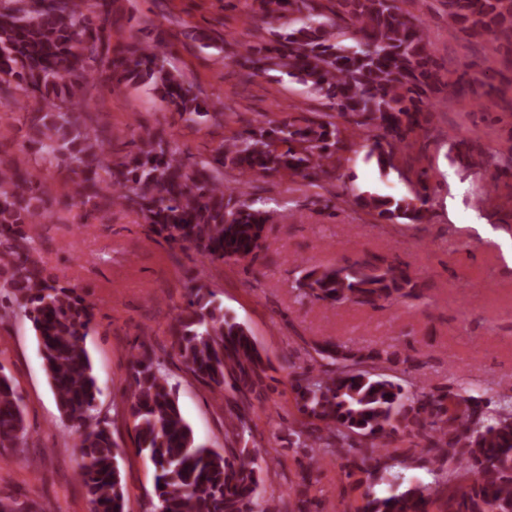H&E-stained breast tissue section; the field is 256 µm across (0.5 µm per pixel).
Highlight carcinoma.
Here are the masks:
<instances>
[{
  "label": "carcinoma",
  "mask_w": 512,
  "mask_h": 512,
  "mask_svg": "<svg viewBox=\"0 0 512 512\" xmlns=\"http://www.w3.org/2000/svg\"><path fill=\"white\" fill-rule=\"evenodd\" d=\"M114 0H0V93L18 97L29 122L27 140L0 158V315L18 308L31 322L39 354L61 418L87 426L102 393L86 340L94 333L91 303L69 283L47 273L34 255L31 229L44 223L50 201L38 189L44 173L64 169L75 205L85 218L114 207L138 215L172 248H195L211 263L256 256L272 211L243 190L246 177L283 174L312 180L330 176L344 130L370 141L368 157L399 171V157L415 149L434 107L429 96L442 85L424 28L411 21L400 0H336V19L315 0H259L273 22L288 12L306 13L302 25L270 44L239 53L243 76L269 65L327 99L335 114L325 120L288 121L246 130L218 145L208 159L172 151L162 130L138 135L136 150L112 162V130L94 126L84 112L90 86L114 78L153 87L160 102L191 127L208 106L183 74L167 64L164 39L131 32L115 45ZM448 22L485 40L512 30V0H445ZM351 28L356 45L342 44L335 20ZM238 170L235 185L224 168ZM420 188L393 197L354 192L351 202L379 220L422 224L426 220V172ZM301 296L334 308L375 306L419 297L418 283L401 265L365 256L344 265H306ZM181 364L197 380L228 387L243 404L260 393L269 361L249 328L224 312L216 292L198 281L174 327ZM311 365H289L297 410L288 445L316 466L345 449L360 448L372 469L349 462L346 476L366 486L361 512H512V410L475 394H411L380 372L385 363H406L392 346L365 351L331 340L309 354ZM125 411L138 454L155 468L161 512H281L288 504L256 499L262 469L239 461L246 452H219L197 441L184 418L177 385L169 382L153 347L143 342L131 364ZM26 434L25 408L0 366V448H19ZM423 441V462L438 465L434 497L404 485L395 470L394 444L403 436ZM79 479L90 512H125V484L118 445L105 426L80 439Z\"/></svg>",
  "instance_id": "1"
}]
</instances>
